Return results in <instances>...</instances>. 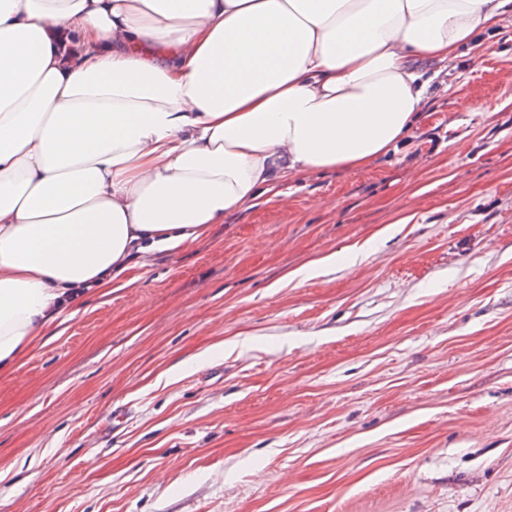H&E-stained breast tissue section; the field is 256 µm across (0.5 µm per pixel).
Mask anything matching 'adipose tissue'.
Wrapping results in <instances>:
<instances>
[{
  "mask_svg": "<svg viewBox=\"0 0 512 512\" xmlns=\"http://www.w3.org/2000/svg\"><path fill=\"white\" fill-rule=\"evenodd\" d=\"M512 0H0V374L85 291L362 171Z\"/></svg>",
  "mask_w": 512,
  "mask_h": 512,
  "instance_id": "adipose-tissue-1",
  "label": "adipose tissue"
}]
</instances>
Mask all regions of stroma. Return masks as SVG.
Returning a JSON list of instances; mask_svg holds the SVG:
<instances>
[{"label":"stroma","instance_id":"stroma-1","mask_svg":"<svg viewBox=\"0 0 512 512\" xmlns=\"http://www.w3.org/2000/svg\"><path fill=\"white\" fill-rule=\"evenodd\" d=\"M281 189L0 377V512H512V11Z\"/></svg>","mask_w":512,"mask_h":512}]
</instances>
